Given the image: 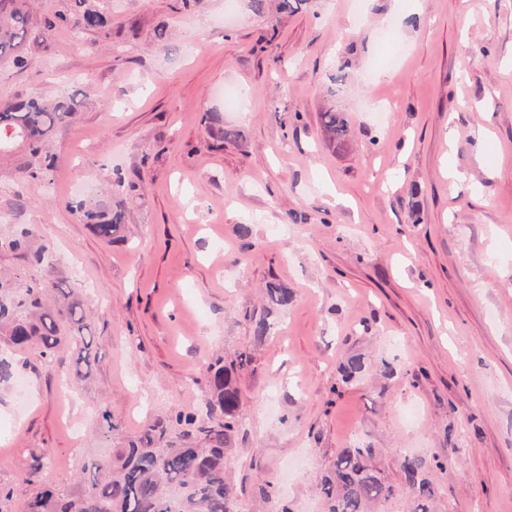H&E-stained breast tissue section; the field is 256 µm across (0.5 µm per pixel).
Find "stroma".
<instances>
[{
	"label": "stroma",
	"mask_w": 512,
	"mask_h": 512,
	"mask_svg": "<svg viewBox=\"0 0 512 512\" xmlns=\"http://www.w3.org/2000/svg\"><path fill=\"white\" fill-rule=\"evenodd\" d=\"M277 3L32 0L55 27L0 67V101L84 106L45 177L27 147L0 156V286L91 301L94 343L49 362L0 340L28 382H0V486L38 464L70 487L76 462L205 417L220 359L239 363L237 512H324L313 481L356 447L394 489L378 512H410L409 453L435 512H512V0ZM86 7L108 33L78 26ZM79 187L121 213L114 240L72 210Z\"/></svg>",
	"instance_id": "stroma-1"
}]
</instances>
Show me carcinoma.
<instances>
[{
  "label": "carcinoma",
  "mask_w": 512,
  "mask_h": 512,
  "mask_svg": "<svg viewBox=\"0 0 512 512\" xmlns=\"http://www.w3.org/2000/svg\"><path fill=\"white\" fill-rule=\"evenodd\" d=\"M85 29L105 31L110 25L97 10L83 12ZM40 37L30 0H0V63L20 66L21 53L29 42ZM76 96L46 102L28 98L0 104V154L15 142L28 146L34 156L42 155L45 169L54 164L48 153L52 138L78 113ZM323 129L330 139L344 141L347 128L332 112L323 114ZM86 223L106 240L116 233L120 216L103 201L84 198L76 205ZM53 283L44 281L26 289L17 301L0 297V335L17 346L37 344L46 359L54 358L62 342L58 335L61 319L77 324L76 334L67 341L84 351L92 339L83 334L87 309L77 300L59 305L56 311L45 307V295ZM364 362L354 356L339 369L344 383L358 379ZM234 367L210 364L206 369L209 418L201 423L182 411L168 424L150 426L139 438L92 467L82 466L69 490L44 479L40 465L24 478L23 512H236L235 490L226 474V453L231 449L238 427L239 392ZM179 428L176 440H167L168 428ZM373 449L349 448L342 452L324 474L317 490L326 512H375L376 506L393 496L371 464ZM426 462L415 455L400 460L405 486L412 498L411 512H433L434 489L424 477Z\"/></svg>",
  "instance_id": "carcinoma-1"
}]
</instances>
